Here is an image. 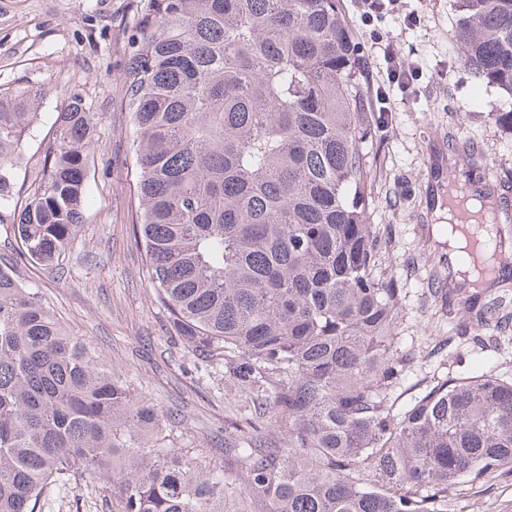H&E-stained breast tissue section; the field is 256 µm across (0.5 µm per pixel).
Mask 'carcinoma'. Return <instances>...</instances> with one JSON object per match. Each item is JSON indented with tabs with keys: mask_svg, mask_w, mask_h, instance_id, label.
<instances>
[{
	"mask_svg": "<svg viewBox=\"0 0 512 512\" xmlns=\"http://www.w3.org/2000/svg\"><path fill=\"white\" fill-rule=\"evenodd\" d=\"M461 62L512 90V0H456ZM120 84L138 176L132 224L174 336L226 368L255 414L224 465L112 377L16 277L51 268L83 220L95 113L58 114L15 191L45 88L0 91V512L52 483L110 479L122 512H439L461 479L512 465V382L446 378L400 413L402 288L380 275L367 156L378 121L340 0H144ZM466 318L478 296L436 288ZM281 421L276 442L262 431Z\"/></svg>",
	"mask_w": 512,
	"mask_h": 512,
	"instance_id": "cac0c4a2",
	"label": "carcinoma"
}]
</instances>
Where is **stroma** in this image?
<instances>
[{
  "label": "stroma",
  "instance_id": "obj_1",
  "mask_svg": "<svg viewBox=\"0 0 512 512\" xmlns=\"http://www.w3.org/2000/svg\"><path fill=\"white\" fill-rule=\"evenodd\" d=\"M342 8L361 47L366 99L386 92L373 149L370 221L387 236L382 273L403 290L399 348L414 359L398 385L401 399L447 375L490 372L510 380L512 321L463 340L457 336L463 313L434 303L433 278L447 275L448 248L432 234L442 216L429 174L452 166L457 181L466 183L469 166L459 151L478 145L500 175L482 191L497 209L502 240L512 243V130L492 118L496 111L512 112V95L462 66L452 0H405L404 12L416 17L410 27L390 15L378 21L399 56L420 69L406 89L389 84L383 54L363 34L351 0H342ZM139 9V0H0V90L47 88L28 138V162L16 171L17 188L28 190L38 147L72 93L95 112L100 128L90 150L86 222L71 250L53 268L24 263L16 274L66 332L95 347L134 396L171 412L180 447L208 460L223 447L225 432L250 418V400L171 333L133 237L132 126L119 104V77L129 58L125 31ZM40 512H121V503L103 478L48 487ZM441 512H512V468L452 486Z\"/></svg>",
  "mask_w": 512,
  "mask_h": 512
}]
</instances>
